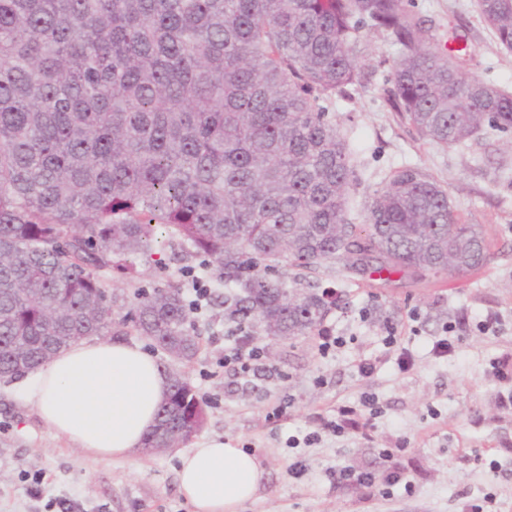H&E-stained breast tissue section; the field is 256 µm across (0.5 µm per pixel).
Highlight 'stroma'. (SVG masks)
<instances>
[{
	"label": "stroma",
	"mask_w": 512,
	"mask_h": 512,
	"mask_svg": "<svg viewBox=\"0 0 512 512\" xmlns=\"http://www.w3.org/2000/svg\"><path fill=\"white\" fill-rule=\"evenodd\" d=\"M411 9L440 35L456 33L458 45L470 47L468 74L512 86V53L499 45L475 0H412ZM361 42L360 62L371 71L370 80L328 106L360 177L350 193L351 223H363L366 202L392 171L417 166L448 187L465 223L482 225L490 243L484 267L461 279L412 269L357 273L339 264L317 275L289 269L287 283L296 293L335 289L339 303L324 322L347 343L336 357L324 359L313 336L274 339L248 325L283 376L254 392L222 367L224 336L233 326L224 316L223 278L208 257L171 240L163 245L164 264L135 254L131 275L101 271L117 323L109 338L140 344L192 386L206 417L190 445L221 437L259 457L267 481L243 512H467L488 492L496 495L501 512H512V412L496 406L506 385L490 366L512 354V184L496 174L499 166H512V148L496 135L473 140L465 149L421 139L388 101L394 46L386 34L368 28ZM200 267L211 297L187 321L200 337V349L191 361L179 362L124 317L138 292L185 287L184 270ZM489 313L504 317L499 335L473 327ZM451 322L459 336L455 350L448 358H434L431 341ZM389 323L415 356L410 372H401L383 345ZM361 356L379 360L366 377L354 369ZM21 388L18 381L0 382V512H51L58 499L66 500L70 512H190L178 492L177 450L147 455L138 449L127 460H89L41 422L22 401ZM366 392L383 406L372 421L371 439L325 432L317 444L289 447V437L316 430L318 416L341 403H358ZM284 394L291 395L292 406L278 421H268V403ZM399 443L404 451H396ZM383 448L393 449L394 457L380 456ZM298 458L306 468L294 477L288 466ZM344 466L380 476L392 469L402 482L387 492L346 485L335 477Z\"/></svg>",
	"instance_id": "1"
}]
</instances>
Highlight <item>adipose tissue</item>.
I'll return each instance as SVG.
<instances>
[{
  "instance_id": "1",
  "label": "adipose tissue",
  "mask_w": 512,
  "mask_h": 512,
  "mask_svg": "<svg viewBox=\"0 0 512 512\" xmlns=\"http://www.w3.org/2000/svg\"><path fill=\"white\" fill-rule=\"evenodd\" d=\"M166 373L136 343L81 338L39 368L24 397L43 424L93 460H125L155 424ZM191 512H241L265 485L253 453L213 438L178 455Z\"/></svg>"
}]
</instances>
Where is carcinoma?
<instances>
[{
  "instance_id": "obj_1",
  "label": "carcinoma",
  "mask_w": 512,
  "mask_h": 512,
  "mask_svg": "<svg viewBox=\"0 0 512 512\" xmlns=\"http://www.w3.org/2000/svg\"><path fill=\"white\" fill-rule=\"evenodd\" d=\"M476 6L512 52V0ZM365 27L396 47L392 104L421 138L456 148L489 129L512 147V89L467 75L468 47L435 43L410 0H0V375L112 332L99 272L163 233L217 265L229 318L279 338L328 310L288 291V265L483 266L482 225L419 167L348 222L355 169L327 104L365 79ZM128 315L173 359L197 354L179 288L137 294ZM169 381L146 452L204 422L190 384Z\"/></svg>"
}]
</instances>
